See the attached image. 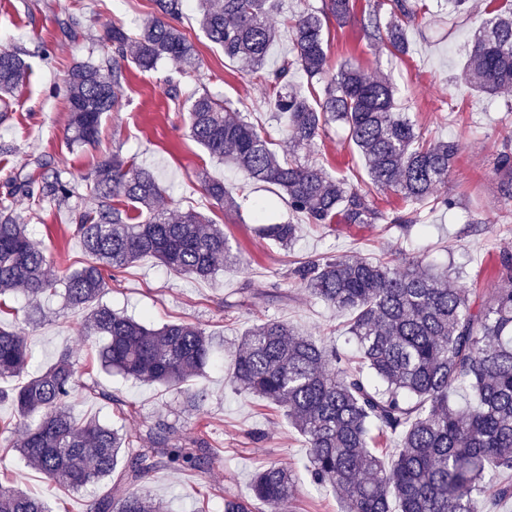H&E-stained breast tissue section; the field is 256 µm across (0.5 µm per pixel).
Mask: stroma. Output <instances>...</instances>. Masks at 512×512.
Instances as JSON below:
<instances>
[{"label":"stroma","instance_id":"1","mask_svg":"<svg viewBox=\"0 0 512 512\" xmlns=\"http://www.w3.org/2000/svg\"><path fill=\"white\" fill-rule=\"evenodd\" d=\"M473 2L474 9L458 17L449 13L444 0H426L425 13L407 28L410 51L403 56L376 49L364 35L359 18L368 14L375 0H355L356 21L343 27L332 21L326 28L330 67L350 61L387 74L396 87L398 110L409 115L424 138H453L462 145L447 186L448 195L459 202L456 212L425 201L420 206L422 224L403 237L387 224L326 228L308 223L289 211L277 187L246 182L241 172L210 157L190 138L187 114L175 111L168 97L165 78L174 71L169 63L152 73L127 68L121 106L104 115L99 143L69 145L63 87L74 65L103 54L101 38L112 23L136 30L153 12V0H0V48L30 51L28 77L11 100L7 118L0 121V144L17 148L15 155L0 156V197L5 195L6 178L19 170L38 173L43 162L76 177L102 157H132L160 177L165 207L193 209L223 224L231 249L240 258L238 264L201 281L175 275L144 257L120 273L102 297L113 310L156 326L186 321L223 336V346L199 382L205 399L195 408L187 394L102 369L101 339L82 336V312L67 308L61 296L45 302L44 318L37 324L27 323L20 293L10 300L17 314L0 316L1 326L25 327L32 351L29 372L45 368L64 350L79 357L85 366L83 382L96 389L95 394L77 397L79 416L134 435L159 420L183 438L206 431L217 453L207 471L161 469L143 483V491L161 501L164 512H224L225 495L250 497L253 473L271 463L286 464L294 474L292 512H340L335 493L312 484L302 437L275 407L238 393L232 383L233 355L242 334L267 318L287 322L304 335L333 340L345 354L354 353L346 315L294 284L290 272L297 263L336 255L375 260L393 249L429 264H464V287L482 294L498 288L494 264L500 251L512 250V203L501 197L494 160L502 144L512 141V112L506 111L503 98L478 93L459 77L465 50L487 17L489 0ZM181 27L194 42L201 67L178 77L180 98L209 92L249 112L268 137L284 142V123L263 87L206 38L195 8L185 10ZM41 41L51 51L50 60L32 52ZM308 155L352 186L369 183L363 159L337 125L327 128ZM205 174L236 192L237 208L220 209L204 195ZM259 201L270 204L269 221L298 224L290 249L276 247L260 234L253 216ZM89 202V191L80 183L66 204H43L41 217L35 220L27 199H10V207L28 218L31 236L44 247L50 273L78 268L83 260L82 245L71 226L75 214ZM4 469L46 500L51 512H88L109 489L105 481L78 490L61 487L16 453L0 459V471Z\"/></svg>","mask_w":512,"mask_h":512}]
</instances>
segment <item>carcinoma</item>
<instances>
[{"label": "carcinoma", "mask_w": 512, "mask_h": 512, "mask_svg": "<svg viewBox=\"0 0 512 512\" xmlns=\"http://www.w3.org/2000/svg\"><path fill=\"white\" fill-rule=\"evenodd\" d=\"M155 13L134 35L114 23L105 31L106 55L77 64L63 93L70 112L71 144L87 146L99 135L103 114L120 106L125 64L154 71L165 63L177 73L199 68L194 43L178 22L185 0H153ZM278 0H198L199 25L268 89L274 111L287 117L294 150L281 154L241 109L205 91L186 100L190 136L210 156L239 168L248 179L279 187L288 209L310 224L386 223L403 229L420 223L417 206L428 198L448 211L446 194L461 145L424 140L397 110L395 87L386 76H369L348 62L332 71L324 28L353 18V0H323L319 10L290 21L291 58L265 69L276 31L269 23ZM387 7L388 20L380 11ZM414 0H380L366 26L373 46L407 53L405 27L417 15ZM474 35L461 76L490 95L512 93V0L488 11ZM27 64L22 49H0V94L22 85ZM314 96L309 102L308 96ZM339 122L363 156L371 188L333 178L318 163L301 160L298 149ZM40 177L11 176L6 196H22L40 207L60 204L75 180L40 164ZM501 193L512 200V147L496 156ZM93 205L74 217L73 232L85 260L74 271L51 275L43 247L24 219L0 205V312L13 310L7 296L20 291L33 320L41 301L63 290L66 305L85 313L88 336H101V366L135 380L182 389L205 376L218 337L186 322L151 328L100 302L109 281L143 257L177 275L207 280L236 263L224 229L195 211L169 213L156 207L164 193L155 174L132 159L112 155L83 174ZM202 188L221 208L234 205L224 182L202 178ZM391 189L415 206L392 218L370 200L371 190ZM256 220L284 248L298 226ZM299 287L351 314L347 327L357 349L350 367L336 348L303 336L287 324L266 319L243 336L235 354L234 383L282 411L303 438L311 482L337 494L341 512H489L512 502V252L499 253L496 277L504 283L488 298H475L448 279V270L389 253L373 262L349 256L308 260L292 271ZM25 333L0 327V379L24 376ZM78 359L68 350L37 375L5 389L0 402L16 409L15 422L0 433L22 430L1 454L18 452L50 481L79 489L117 476L110 492L89 512H159L160 503L138 489L167 467L200 472L214 455L202 435L182 441L162 421L139 435L74 414L80 392ZM396 441L393 454L375 438ZM296 495L288 466L256 473L252 498L224 497V512H253L254 503L284 512ZM0 512H48L45 502L19 487L0 485Z\"/></svg>", "instance_id": "cac0c4a2"}]
</instances>
